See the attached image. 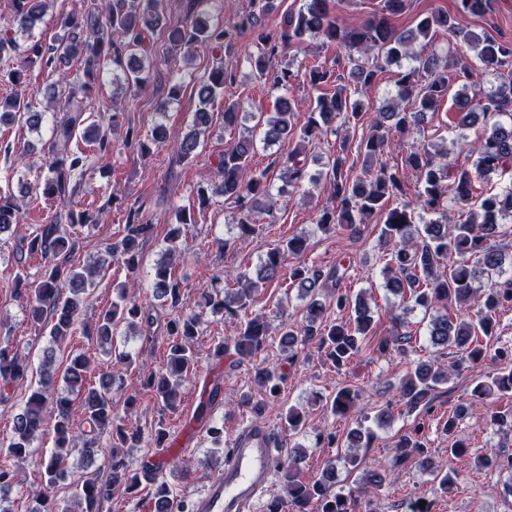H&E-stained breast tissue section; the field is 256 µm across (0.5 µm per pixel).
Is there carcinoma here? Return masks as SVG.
<instances>
[{
    "mask_svg": "<svg viewBox=\"0 0 512 512\" xmlns=\"http://www.w3.org/2000/svg\"><path fill=\"white\" fill-rule=\"evenodd\" d=\"M54 0H12V22L0 28V60L17 50L21 51L20 64L11 68L6 77L15 86L26 82L27 72L36 65L60 67L70 59L80 57L86 68L76 80L68 83L67 95L53 103L54 111L63 113L52 128L48 176L42 194L68 203L74 193L73 179L82 166L83 158L71 150L77 130H82L85 141L107 149L110 145L107 131L99 125L86 123L83 118L86 102L96 90L101 64H112V84L122 88L138 87L148 79L146 55L140 52L146 30L161 25V0H85L80 9L65 18L63 36L59 45H43L31 41L22 46L17 34L29 32L41 21ZM343 0H306L296 13L284 16L281 31L273 34L262 23L264 13L272 9L273 0H250L251 10L240 16L234 27L211 22L209 16L198 13L191 24L177 30L173 42L191 51L200 43L228 44L232 31L251 29L256 34L257 52L249 57L252 71L260 80L280 92L274 112L264 121L262 143L269 147L283 139L298 135L299 141L316 145L336 134L335 122L341 117L345 123H358L362 118L361 97L378 87V79L385 67L403 59L412 65L400 72L396 96L377 110V118L369 133L356 145V155L364 158L361 174H353L349 164L347 144L328 159L326 172L320 174L329 185L332 204L318 211L316 224L326 232H360V226L372 220L379 221L380 237L391 245L386 253L383 274L385 287L407 309L424 312L445 311L432 316L427 336L431 345L449 349L458 360L444 367L432 360H420L410 368L398 390V401L407 412L417 411L423 416L434 413V392L447 383L449 369L465 363H475L497 340L499 311L512 306V279L503 278L505 254L496 245L503 236L502 221L512 217V189L478 192L476 183L484 174L512 168V43L499 42L486 37L479 39L466 31L462 20L482 16L491 8V0H456V13L434 11L421 18L415 27L400 31L392 18L402 14L408 0H383L381 9L371 15L361 26L341 28L336 21L338 6ZM443 30L448 38L463 41L475 50L477 68L463 66L458 77L469 80L476 76L491 75L497 85L481 97L460 96L457 112L453 113L454 127L465 130L478 121L487 122L493 117H504L487 124V132L475 141L468 152L476 156L472 167L451 168L439 159L448 151L434 146L413 147L402 156L400 165H389L382 157L392 148L393 139L400 140L419 129L428 113L438 110L439 103L448 95V70L450 55L416 51L412 44L425 41L431 33ZM312 39L324 44L354 49L364 59H350L353 88L325 90L331 83L333 71L321 65L304 68L303 76L311 89L317 92L309 105L307 118L300 129H295L291 117L297 109L293 86L298 74L285 66L277 68L273 59L285 49H304ZM235 80V73L222 63L211 69L198 90L200 107L194 112L192 124L185 135L176 142L181 159L193 161L201 146V137L211 133L212 113L208 106L224 94V88ZM243 113L237 104L224 103V128L238 127ZM23 120L32 127L40 126L42 113L32 110V105L21 94L0 98V123ZM125 141L142 153L151 146L167 141L166 125L155 124L145 137L133 128L127 129ZM257 144L254 134L241 136L219 155L217 171L221 181L214 188L200 187L193 203L181 205L174 211L175 222L169 225V261L161 262L152 275V297L162 308H168L171 318L164 327L163 346L166 361L147 384L152 397L173 410L180 403L185 382L197 368L199 350L195 337L199 334L203 316L210 313L238 321L232 344L236 353L251 359L269 344L270 323L266 316L253 315L249 309L254 295L263 285L274 280L288 282V287L298 290L306 301L302 309L301 324L283 319L278 324L280 346L289 357H295L300 347L314 341L326 359L336 369H341L359 356L367 345L373 327V311L364 293L356 295L342 290L346 277L343 264L328 268L316 267L306 262L307 239L293 235L269 249L253 272L228 274L223 279L213 278L201 292L202 309L186 311L183 308V285L175 275L177 258L182 256L186 239V226L194 223L195 208L210 205L214 194L233 200L238 209L234 219L235 236L224 239V249L241 245L263 233L262 225L255 220V213L271 210L273 183L268 168L254 161ZM286 173L278 194H290L305 179L307 157L294 150L281 160ZM415 173L420 189L413 197L405 192L404 174ZM458 207L467 211L465 220L448 223V211ZM19 207L10 190H0V234L11 229L16 222ZM96 223V218L86 210H68L66 222L57 219L48 224L35 225L27 242L28 252L38 254L47 264L41 271V281L35 289V303L27 309L29 320L49 329L53 345L43 351L40 365L39 386L28 396L24 406L14 416V435L0 453V503L16 482L15 464L28 460L41 471L45 488L55 486L65 477L64 466L70 453L76 449L86 460L102 456L107 464L109 478L102 480L98 474L86 476L75 487L70 502L60 505L44 492L35 497L37 507L32 512H102L105 502L112 497V487L125 485L129 492L141 486L152 490L155 512H190L188 504L172 494L165 482L154 476L146 482L137 472L127 471L124 448H136L143 441V433L132 431L116 423L113 393L122 389L121 382L110 373L100 375L98 383L87 380L89 362L81 354L70 358L63 374L56 369L57 351L79 330L78 316L84 308L89 288L93 287L96 271L80 269L71 263L78 230ZM154 233V225L141 209L128 213L125 235L107 247V253L129 271L136 272L142 264L141 244ZM335 301L336 310L346 313V320L324 319L321 298ZM154 306L145 305L131 286L122 285L118 301L102 313L95 324V336L101 345H114L116 325L125 322L130 328L144 332L155 323ZM504 359L502 370L488 382H478L472 393V402L462 404L443 421L442 430L451 434L461 420L473 414V408L483 404L486 396L512 398V348L498 350ZM31 364L9 344H0V390L6 392L28 381ZM63 381L66 390L54 392L52 386ZM255 380L264 391V397L254 398L250 393L241 395L242 403L250 406L260 417L274 403L283 382L282 375L273 367L256 369ZM221 386L214 382L207 396L201 398L195 420L214 443L224 442V422L210 414V407L220 396ZM80 400L83 419L80 428L71 420V396ZM358 392L349 386L336 391L329 400L330 411L338 416L353 412ZM54 412L55 448L38 452L32 447L34 439L43 432L47 406ZM368 416L361 415L357 427L343 438L334 433L318 434L319 440L330 448L369 447L373 432L364 426ZM487 423L512 431V410L492 411ZM281 429L293 436L304 429L300 412L289 408L282 416ZM111 433V446H98L100 436ZM425 425L417 422L413 432L401 437L396 444L397 460L411 461L429 472L439 488L450 490L457 484L458 474L446 465L424 453ZM155 448L174 445L170 433L159 426L149 434ZM306 453L298 448L288 455L284 466V487L288 497L289 512H352L350 499L336 490V460L327 462L320 475L306 481L301 477ZM479 469L496 466L512 473V457L505 460L495 450L475 456ZM362 485L369 493L381 490L390 482L389 473L382 469L363 472Z\"/></svg>",
    "mask_w": 512,
    "mask_h": 512,
    "instance_id": "carcinoma-1",
    "label": "carcinoma"
}]
</instances>
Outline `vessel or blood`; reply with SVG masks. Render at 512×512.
<instances>
[{
    "mask_svg": "<svg viewBox=\"0 0 512 512\" xmlns=\"http://www.w3.org/2000/svg\"><path fill=\"white\" fill-rule=\"evenodd\" d=\"M282 460L273 429L260 424L242 428L225 452L223 471L196 495L193 512H256Z\"/></svg>",
    "mask_w": 512,
    "mask_h": 512,
    "instance_id": "b4317fda",
    "label": "vessel or blood"
}]
</instances>
